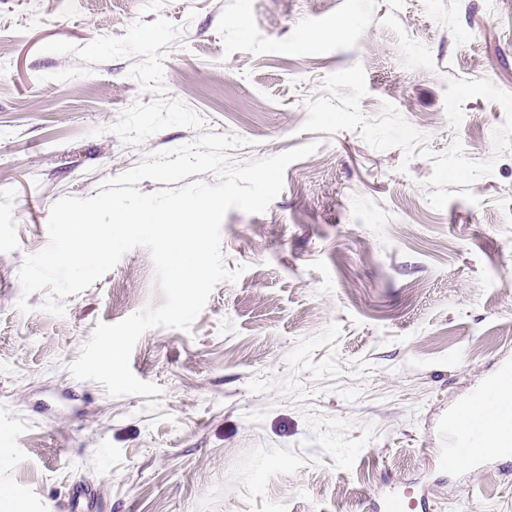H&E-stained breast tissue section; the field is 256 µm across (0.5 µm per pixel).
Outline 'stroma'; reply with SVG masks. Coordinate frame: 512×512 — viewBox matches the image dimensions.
Wrapping results in <instances>:
<instances>
[{
    "label": "stroma",
    "mask_w": 512,
    "mask_h": 512,
    "mask_svg": "<svg viewBox=\"0 0 512 512\" xmlns=\"http://www.w3.org/2000/svg\"><path fill=\"white\" fill-rule=\"evenodd\" d=\"M366 116L392 103L432 153L461 142L490 174L427 197L431 159L400 171L356 131L306 132L305 101L354 64ZM512 9L485 0H0V512H61L74 483L98 512H512V460L441 463L444 417L512 365ZM213 132L247 163L314 142L261 214L221 227L234 283L191 332L152 329L131 369L162 394L113 397L69 372L98 323L163 298L138 247L63 300L23 295L52 205L97 195L146 154ZM27 298L31 312L19 311Z\"/></svg>",
    "instance_id": "stroma-1"
}]
</instances>
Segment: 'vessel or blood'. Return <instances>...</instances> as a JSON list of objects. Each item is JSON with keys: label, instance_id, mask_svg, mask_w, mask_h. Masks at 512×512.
<instances>
[{"label": "vessel or blood", "instance_id": "obj_1", "mask_svg": "<svg viewBox=\"0 0 512 512\" xmlns=\"http://www.w3.org/2000/svg\"><path fill=\"white\" fill-rule=\"evenodd\" d=\"M492 404L502 413L512 414V369L505 368L482 391L456 404L449 414L445 430L446 450L443 464L452 468L463 458H470L473 469H480L489 458H512V433H501L495 446L482 448L478 441L482 435L485 415L483 404Z\"/></svg>", "mask_w": 512, "mask_h": 512}]
</instances>
